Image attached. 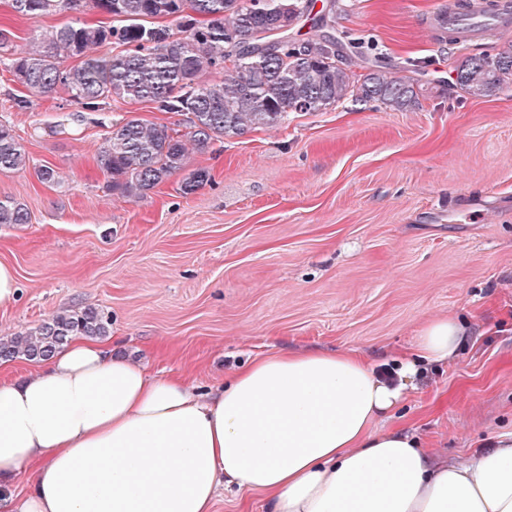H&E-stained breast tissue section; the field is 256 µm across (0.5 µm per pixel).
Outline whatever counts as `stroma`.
Wrapping results in <instances>:
<instances>
[{"label": "stroma", "instance_id": "obj_1", "mask_svg": "<svg viewBox=\"0 0 512 512\" xmlns=\"http://www.w3.org/2000/svg\"><path fill=\"white\" fill-rule=\"evenodd\" d=\"M448 0H352L336 31L417 80L419 104L389 111L338 104L189 152L208 182L182 174L127 199L93 161L128 115L168 126L181 115L117 100L79 113L63 92L30 96L0 70V122L31 159L0 171V199L26 224H0V262L19 274L0 307V336L87 305L150 372L223 383L252 355L288 345L354 350L374 362L402 355L427 319L454 315L466 336L395 414L436 458L462 461L512 428V87L473 97L458 62L512 46L497 30L462 46L439 41ZM99 12L15 13L0 28L16 50L33 36ZM31 98L27 109L15 99ZM54 169L41 182L40 165Z\"/></svg>", "mask_w": 512, "mask_h": 512}]
</instances>
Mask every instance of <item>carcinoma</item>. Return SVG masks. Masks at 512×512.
I'll list each match as a JSON object with an SVG mask.
<instances>
[{"instance_id": "cac0c4a2", "label": "carcinoma", "mask_w": 512, "mask_h": 512, "mask_svg": "<svg viewBox=\"0 0 512 512\" xmlns=\"http://www.w3.org/2000/svg\"><path fill=\"white\" fill-rule=\"evenodd\" d=\"M20 15L91 11L122 19L117 26L78 22L32 39L30 49L12 51V33L0 28V67L35 95L64 90L81 109L101 112L110 100L151 101L162 112L185 117L188 132L126 118L112 124L94 160L107 188L137 197L186 165L184 138L206 151L224 138L284 122L291 112H322L340 102H376L392 111L419 104L415 80L390 77L380 57L361 82L348 69L359 43L342 44L331 33L329 13L312 20L321 33L305 40L285 28L310 17L312 0H12ZM174 18L178 31L148 23ZM112 45V52L96 49ZM78 58L71 67L65 60ZM224 71V80L204 75ZM456 84L484 96L512 85V48L463 59ZM30 159L13 130L0 123V171L23 170ZM27 210L0 200V224H27ZM110 319L93 306L59 312L39 325L0 338V361L47 360L76 335H109Z\"/></svg>"}]
</instances>
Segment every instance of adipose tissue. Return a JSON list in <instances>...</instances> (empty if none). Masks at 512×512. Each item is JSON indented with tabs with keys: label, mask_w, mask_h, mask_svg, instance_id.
I'll use <instances>...</instances> for the list:
<instances>
[{
	"label": "adipose tissue",
	"mask_w": 512,
	"mask_h": 512,
	"mask_svg": "<svg viewBox=\"0 0 512 512\" xmlns=\"http://www.w3.org/2000/svg\"><path fill=\"white\" fill-rule=\"evenodd\" d=\"M464 336L454 316L424 322L395 386L357 352L285 346L205 389L76 337L35 375L0 377V489L35 468L0 512H214L223 486L268 512H512V430L443 462L389 424Z\"/></svg>",
	"instance_id": "ef3b65f1"
}]
</instances>
